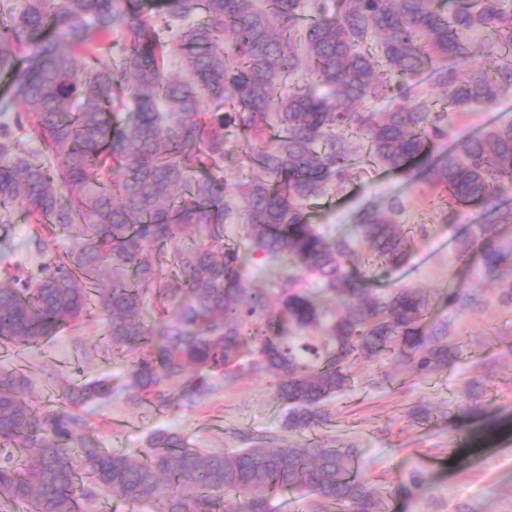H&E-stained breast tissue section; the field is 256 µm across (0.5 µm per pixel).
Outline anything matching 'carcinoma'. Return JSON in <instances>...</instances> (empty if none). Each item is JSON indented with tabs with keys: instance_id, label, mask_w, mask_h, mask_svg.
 Wrapping results in <instances>:
<instances>
[{
	"instance_id": "carcinoma-1",
	"label": "carcinoma",
	"mask_w": 512,
	"mask_h": 512,
	"mask_svg": "<svg viewBox=\"0 0 512 512\" xmlns=\"http://www.w3.org/2000/svg\"><path fill=\"white\" fill-rule=\"evenodd\" d=\"M477 30L494 40L475 46L464 33ZM115 36L122 51L106 63ZM479 53L490 65L463 66ZM301 70L310 81L282 94ZM0 73L12 88V115H0V214L33 217L38 253L59 230L81 242L0 283V347L31 351L95 308L106 349L131 357L119 387L54 381L53 407L31 398L27 372L0 367V512H88L103 493L155 512H271L288 490L306 497L307 512H381L351 446L257 434L211 453L159 429L149 448L111 454L83 408L116 396L192 405L218 379L266 372L286 427L301 430L329 419L326 403L351 385L358 359L388 356L420 374L445 367L457 337L428 319L429 299L370 288L358 274L355 240L395 267L407 256L404 225L365 209L337 236L310 223L306 203L325 194L328 175L351 179L363 148L386 170L417 167L452 209L485 204V274L511 262L490 226L512 223L496 204L512 186V124L434 148L450 113L488 110L512 88V9L504 0H165L146 15L131 0H0ZM425 74L444 104L406 102L405 82ZM377 97L386 111L353 108ZM128 101L135 116L121 119ZM228 128L259 144L237 187L252 253L284 264L259 289L224 243ZM149 296L175 317L149 322ZM422 484L415 470L396 492Z\"/></svg>"
}]
</instances>
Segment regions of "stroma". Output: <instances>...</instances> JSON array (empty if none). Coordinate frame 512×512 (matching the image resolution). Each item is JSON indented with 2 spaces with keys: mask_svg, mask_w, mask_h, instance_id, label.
Returning a JSON list of instances; mask_svg holds the SVG:
<instances>
[{
  "mask_svg": "<svg viewBox=\"0 0 512 512\" xmlns=\"http://www.w3.org/2000/svg\"><path fill=\"white\" fill-rule=\"evenodd\" d=\"M512 123V89L482 112H455L448 120L449 144L500 124ZM358 175L307 204L313 224L349 231L366 205L394 212L413 241L404 264L366 268L370 287H410L424 291L435 320L452 323L458 336L453 356L439 371L418 375L398 362L357 361L353 384L330 404L329 421L314 430L284 427V407L266 373L257 372L229 386H218L197 404L160 410L134 407L118 399L87 408L89 427L105 451L146 448L158 428L180 432L187 445L207 451L241 447L242 433H270L300 445L308 439L335 440L358 448L362 472L388 500V512H512V310L499 301V285L485 275L478 254L462 255L463 242L475 240L482 210L449 209L440 190L419 179L389 172L356 153ZM33 225L17 209L0 223V237L13 248L0 252V279L16 268L40 263L30 245ZM453 291L479 297V305H449ZM101 326L80 322L63 328L51 341L18 356L38 400L48 396V381L63 378L84 384L105 378L122 384L126 367L96 353ZM431 408L423 424L409 419L416 403ZM425 483L413 496L396 495L412 471Z\"/></svg>",
  "mask_w": 512,
  "mask_h": 512,
  "instance_id": "1",
  "label": "stroma"
}]
</instances>
